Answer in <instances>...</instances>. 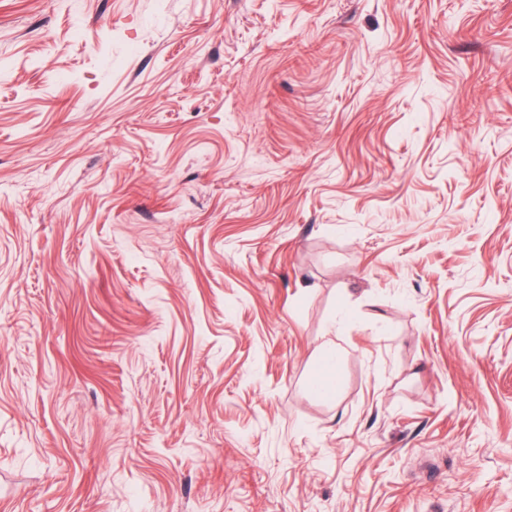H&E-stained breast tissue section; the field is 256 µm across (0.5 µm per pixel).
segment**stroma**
Instances as JSON below:
<instances>
[{"instance_id": "stroma-1", "label": "stroma", "mask_w": 512, "mask_h": 512, "mask_svg": "<svg viewBox=\"0 0 512 512\" xmlns=\"http://www.w3.org/2000/svg\"><path fill=\"white\" fill-rule=\"evenodd\" d=\"M0 512H512V0H0Z\"/></svg>"}]
</instances>
